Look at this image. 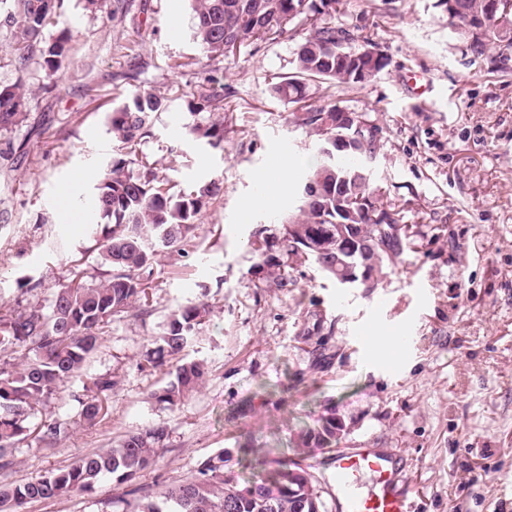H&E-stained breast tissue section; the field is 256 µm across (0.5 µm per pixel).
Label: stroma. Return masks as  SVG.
Instances as JSON below:
<instances>
[{
    "mask_svg": "<svg viewBox=\"0 0 512 512\" xmlns=\"http://www.w3.org/2000/svg\"><path fill=\"white\" fill-rule=\"evenodd\" d=\"M336 23L388 59L365 83L313 85L308 97L371 114L382 128L373 185L397 206L406 247L369 292L337 287L309 263L295 267L296 284L286 288L257 269L254 230L267 226L268 245H278L272 219L293 202L271 184L265 204L253 206L259 179L281 151L296 186L313 154L294 105L269 92L290 67L293 40L255 42L218 67L224 148L215 151L187 130V96L217 68L192 40L187 0H124L119 14L64 0L57 27L69 32L71 51L50 79L34 59L18 76L11 30L0 27V85L22 82L29 100L28 128L0 158V306H15L25 278L47 299L75 267H95L87 222L65 221L58 203L79 198L91 207L115 147L108 117L120 100L143 88L167 100L140 164L181 190L220 184L199 220L196 250H167L154 263L151 317L112 320L88 365L41 409L68 424L67 436L16 448L12 481L163 425L164 450L135 486L159 491L222 450L226 470L244 479L263 461L308 467L326 512H336L333 451L310 455L298 440L334 412L347 425L339 448L401 459L413 512H512V69L500 70L495 52L472 55L439 0H340ZM412 74L424 93L409 85ZM187 301L213 309L189 348L208 376L172 408L148 394L175 367L147 365L146 355L170 310ZM405 329L410 349L373 343ZM105 373L116 382L108 419L75 426L71 392ZM129 488L107 479L93 495L37 501L26 512H122Z\"/></svg>",
    "mask_w": 512,
    "mask_h": 512,
    "instance_id": "obj_1",
    "label": "stroma"
}]
</instances>
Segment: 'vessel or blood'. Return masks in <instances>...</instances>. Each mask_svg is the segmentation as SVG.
I'll use <instances>...</instances> for the list:
<instances>
[{
	"instance_id": "1",
	"label": "vessel or blood",
	"mask_w": 512,
	"mask_h": 512,
	"mask_svg": "<svg viewBox=\"0 0 512 512\" xmlns=\"http://www.w3.org/2000/svg\"><path fill=\"white\" fill-rule=\"evenodd\" d=\"M373 478L371 489L363 495L353 492L361 475ZM334 484L346 500L343 512H409L411 485L405 469L396 457L361 448L338 454L335 459Z\"/></svg>"
}]
</instances>
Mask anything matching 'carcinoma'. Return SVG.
Here are the masks:
<instances>
[{"mask_svg": "<svg viewBox=\"0 0 512 512\" xmlns=\"http://www.w3.org/2000/svg\"><path fill=\"white\" fill-rule=\"evenodd\" d=\"M193 42L210 61L222 62L234 50L255 41L276 42L296 26L307 27L295 46L291 69L271 86L273 97L296 106L297 125L315 138L323 151L296 190L294 207L277 219L282 225V255L261 252L259 269L277 274L280 286L295 285L286 272L289 262L315 264L336 277L337 260L346 259L339 247L345 231L376 247L378 257L372 287L384 270L394 265L406 246L399 212L377 194L368 166L383 148L382 128L357 133L351 147L336 156V105L307 103L309 84L356 85L371 80L388 65L387 58L368 43L353 45L348 30L336 26L338 0H189ZM62 0H0V24L14 30L11 55L18 73L15 84L0 86V136L21 127L28 101L21 92L28 62L42 59L48 77L56 75L70 51V34L62 30L51 41L45 31L54 24ZM448 13V26L467 39L469 50L483 55L498 50L496 61L507 68L512 61V25L501 12L487 8L486 0H439ZM223 76L219 70L192 93L189 133L213 149L224 148ZM166 109L165 100L149 90L126 98L112 112V137L118 147L92 201L101 222L95 244L98 263L106 268L103 280L71 282L58 289L44 305L32 301L23 311H0V476L13 466L12 450L33 440L52 444L66 433L57 421L37 418V407L47 403L74 373L83 369L101 344L105 326L114 318L143 320L150 315L147 285L156 257L164 250L185 252L194 247L195 229L203 209L220 188L209 182L189 192L172 191L165 178L144 166L135 168L137 147L152 135L154 115ZM339 197L354 198L352 226L340 223ZM205 302H189L172 309L162 330L153 337L147 362L159 366L177 362L175 379L149 393V398L171 407L197 390L207 377L200 361L182 352L208 321ZM22 356L21 361L6 351ZM116 386L109 375H97L82 393L73 394L79 422L94 427L108 417L107 400ZM167 438L158 425L126 435L106 451H91L67 467L24 483L0 480V512H26V505L72 493L90 495L110 477L133 481L157 461ZM336 416L320 419L317 434L300 435L302 447L314 452L336 445ZM270 475L262 474L242 485L224 471V451L200 463L185 479L156 494L141 496L124 512H312L298 499L288 498V469L300 464L278 460Z\"/></svg>", "mask_w": 512, "mask_h": 512, "instance_id": "carcinoma-1", "label": "carcinoma"}]
</instances>
